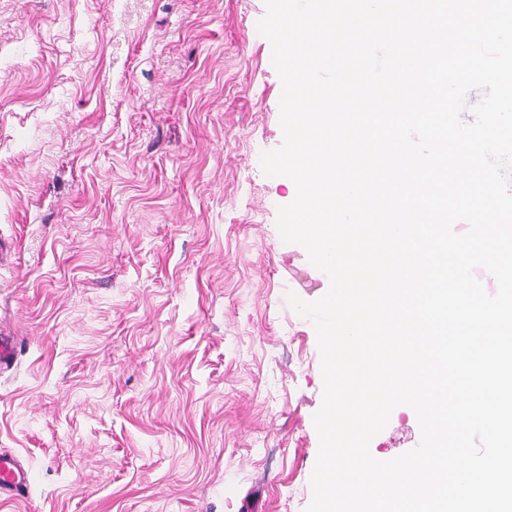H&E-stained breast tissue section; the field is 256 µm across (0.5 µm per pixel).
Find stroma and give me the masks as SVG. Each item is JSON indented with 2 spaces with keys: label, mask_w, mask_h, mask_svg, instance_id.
Listing matches in <instances>:
<instances>
[{
  "label": "stroma",
  "mask_w": 512,
  "mask_h": 512,
  "mask_svg": "<svg viewBox=\"0 0 512 512\" xmlns=\"http://www.w3.org/2000/svg\"><path fill=\"white\" fill-rule=\"evenodd\" d=\"M264 0H0V512H307L328 286L266 176ZM396 407L380 461L419 445ZM26 483V474L18 461L11 456H0V495L19 491Z\"/></svg>",
  "instance_id": "obj_1"
}]
</instances>
